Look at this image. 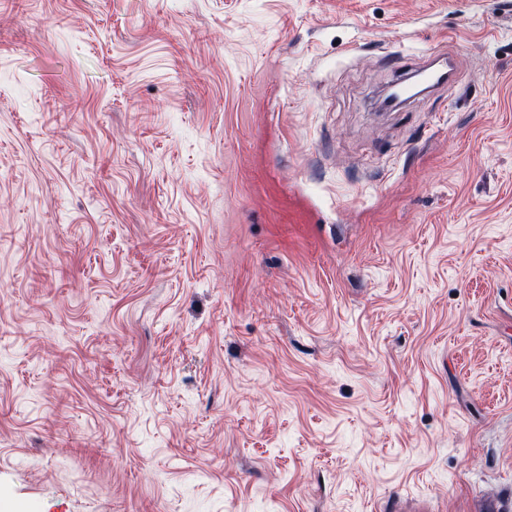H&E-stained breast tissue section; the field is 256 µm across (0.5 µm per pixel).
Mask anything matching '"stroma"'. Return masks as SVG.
I'll list each match as a JSON object with an SVG mask.
<instances>
[{
	"mask_svg": "<svg viewBox=\"0 0 512 512\" xmlns=\"http://www.w3.org/2000/svg\"><path fill=\"white\" fill-rule=\"evenodd\" d=\"M453 57L450 83L381 112ZM512 510V0H0V505Z\"/></svg>",
	"mask_w": 512,
	"mask_h": 512,
	"instance_id": "1",
	"label": "stroma"
}]
</instances>
